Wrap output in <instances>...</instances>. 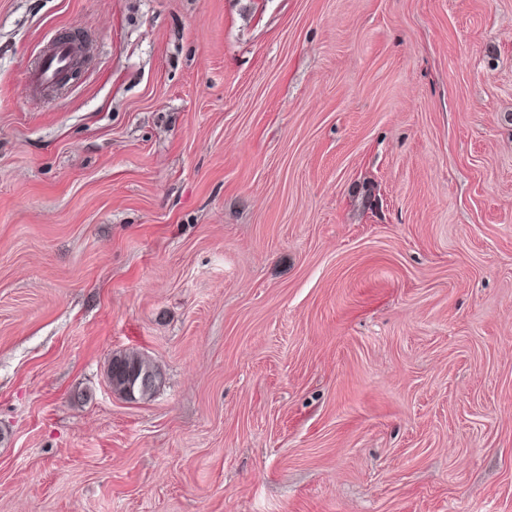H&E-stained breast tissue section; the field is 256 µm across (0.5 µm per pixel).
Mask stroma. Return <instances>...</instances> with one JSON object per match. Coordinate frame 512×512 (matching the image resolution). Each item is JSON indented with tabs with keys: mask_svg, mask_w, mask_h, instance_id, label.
Masks as SVG:
<instances>
[{
	"mask_svg": "<svg viewBox=\"0 0 512 512\" xmlns=\"http://www.w3.org/2000/svg\"><path fill=\"white\" fill-rule=\"evenodd\" d=\"M0 512H512V0H0ZM79 42L49 38L42 46L25 77L24 90L29 98H36L45 87L61 81L63 71L68 67L73 57L80 53ZM134 370L139 375L134 391L135 398L136 395L139 398L151 396L161 386L163 374L158 364L139 351L116 352L108 361L107 367V378L115 393L127 398L130 384L129 371ZM143 376L150 378V384H140Z\"/></svg>",
	"mask_w": 512,
	"mask_h": 512,
	"instance_id": "obj_1",
	"label": "stroma"
}]
</instances>
